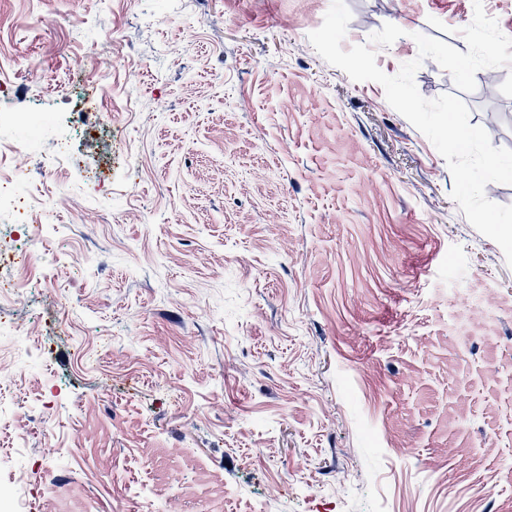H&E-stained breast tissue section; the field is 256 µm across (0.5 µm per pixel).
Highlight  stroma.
Wrapping results in <instances>:
<instances>
[{
	"mask_svg": "<svg viewBox=\"0 0 512 512\" xmlns=\"http://www.w3.org/2000/svg\"><path fill=\"white\" fill-rule=\"evenodd\" d=\"M330 4L0 0L13 108L73 126L68 164L53 134L0 155L69 233L59 252L0 217V255L37 256L8 316L49 366L19 398L60 415L29 417L44 512H149L175 488L181 512H512V266L383 87L315 51ZM346 5L343 49L404 30L386 74L417 33L467 49L473 0ZM500 74L496 103L462 99L512 149Z\"/></svg>",
	"mask_w": 512,
	"mask_h": 512,
	"instance_id": "35a3bbf8",
	"label": "stroma"
}]
</instances>
